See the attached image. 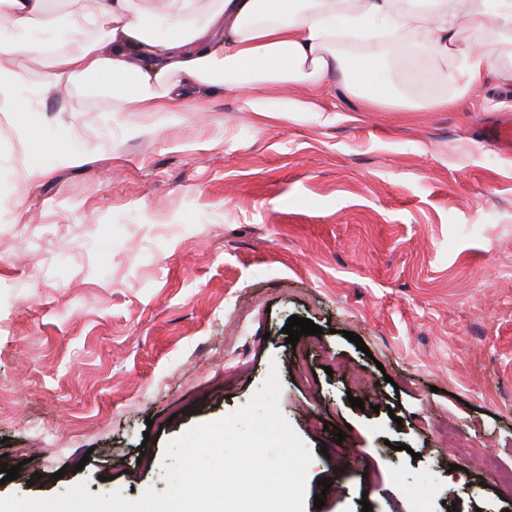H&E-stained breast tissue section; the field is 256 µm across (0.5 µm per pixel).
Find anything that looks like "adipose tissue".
<instances>
[{
  "label": "adipose tissue",
  "mask_w": 512,
  "mask_h": 512,
  "mask_svg": "<svg viewBox=\"0 0 512 512\" xmlns=\"http://www.w3.org/2000/svg\"><path fill=\"white\" fill-rule=\"evenodd\" d=\"M100 0L88 8L71 0L61 13L48 0H0V99L17 88L72 86L86 78L115 85L133 112L194 108L200 92L246 95L247 106L266 111L252 96L258 84H318L341 76L366 102L383 105L395 90L376 57L349 59L337 53L336 27L365 31L384 25L393 33L424 30L432 52L455 48L462 14L479 26L512 25V0ZM94 30L74 51H56L40 82L30 83L16 59L38 57L43 36Z\"/></svg>",
  "instance_id": "obj_1"
}]
</instances>
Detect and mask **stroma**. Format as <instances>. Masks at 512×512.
<instances>
[{
    "instance_id": "stroma-1",
    "label": "stroma",
    "mask_w": 512,
    "mask_h": 512,
    "mask_svg": "<svg viewBox=\"0 0 512 512\" xmlns=\"http://www.w3.org/2000/svg\"><path fill=\"white\" fill-rule=\"evenodd\" d=\"M426 43L336 50L397 58L393 80L455 108L370 109L336 78L258 85L263 113L229 91L193 112H122L108 87L20 90L19 111L0 112V455L21 471L0 498L81 481L164 492L167 442L275 369L313 456L303 512H512L429 427L456 424L512 469V153L481 138L512 114V81L493 71L457 93L467 51L512 40L466 22L448 57ZM294 315L323 329L309 387L285 342Z\"/></svg>"
}]
</instances>
